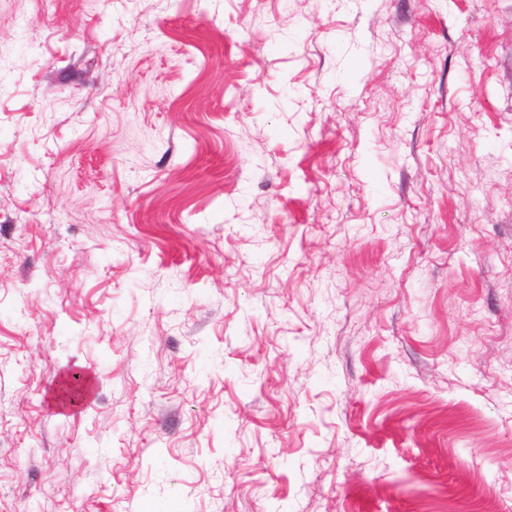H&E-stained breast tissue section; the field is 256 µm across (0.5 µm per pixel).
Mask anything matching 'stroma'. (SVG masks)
Segmentation results:
<instances>
[{
  "instance_id": "stroma-1",
  "label": "stroma",
  "mask_w": 512,
  "mask_h": 512,
  "mask_svg": "<svg viewBox=\"0 0 512 512\" xmlns=\"http://www.w3.org/2000/svg\"><path fill=\"white\" fill-rule=\"evenodd\" d=\"M0 512H512V0H0Z\"/></svg>"
}]
</instances>
